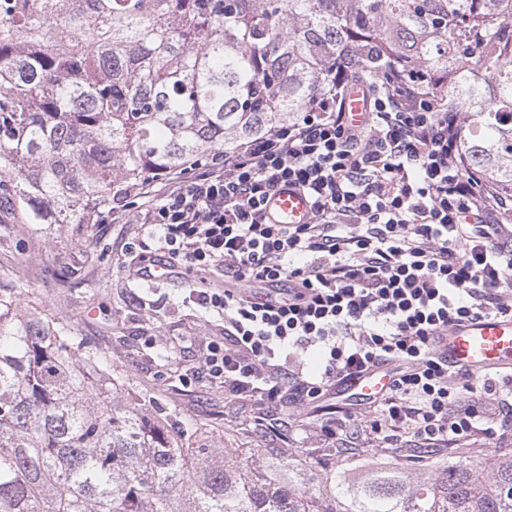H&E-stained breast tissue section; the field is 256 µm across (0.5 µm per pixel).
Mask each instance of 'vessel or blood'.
Masks as SVG:
<instances>
[{
	"mask_svg": "<svg viewBox=\"0 0 512 512\" xmlns=\"http://www.w3.org/2000/svg\"><path fill=\"white\" fill-rule=\"evenodd\" d=\"M345 110L351 124L359 126L368 118V101L362 86H351L345 95ZM275 223L304 224L310 203L297 189L276 194L269 203ZM438 352L449 366L472 374L512 370V316H485L448 329L438 344ZM394 379L392 370L381 368L346 380L348 393L373 396L385 391Z\"/></svg>",
	"mask_w": 512,
	"mask_h": 512,
	"instance_id": "1",
	"label": "vessel or blood"
}]
</instances>
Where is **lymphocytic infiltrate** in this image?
Wrapping results in <instances>:
<instances>
[{
  "instance_id": "obj_1",
  "label": "lymphocytic infiltrate",
  "mask_w": 512,
  "mask_h": 512,
  "mask_svg": "<svg viewBox=\"0 0 512 512\" xmlns=\"http://www.w3.org/2000/svg\"><path fill=\"white\" fill-rule=\"evenodd\" d=\"M360 82L371 112L357 127L344 97ZM463 124L408 72L379 85L338 62L292 123L135 189L171 264L223 267V287L187 296L224 317L201 376L263 432L287 440L308 413L340 458L366 438L418 458L512 432V388L437 352L451 325L512 316V195L467 167ZM285 188L309 196V223L273 222ZM245 282L277 287L275 302L241 295ZM391 364L385 394L337 405L338 381Z\"/></svg>"
}]
</instances>
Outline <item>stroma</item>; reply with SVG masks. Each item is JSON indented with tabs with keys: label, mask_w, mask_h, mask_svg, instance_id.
Here are the masks:
<instances>
[{
	"label": "stroma",
	"mask_w": 512,
	"mask_h": 512,
	"mask_svg": "<svg viewBox=\"0 0 512 512\" xmlns=\"http://www.w3.org/2000/svg\"><path fill=\"white\" fill-rule=\"evenodd\" d=\"M135 200L122 223L103 211L88 224H33L16 199L9 175H0V288H37L46 312L70 323L90 347L147 394L149 412L201 424L228 448H278L305 458L323 448L312 419L298 414L287 440L261 436L247 409L223 388L197 380L203 346L224 333L222 318L204 315L184 300V289L220 288L222 269L179 266L176 275L150 284L133 269L142 238Z\"/></svg>",
	"instance_id": "35a3bbf8"
}]
</instances>
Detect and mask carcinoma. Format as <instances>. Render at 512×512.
Returning <instances> with one entry per match:
<instances>
[{
  "label": "carcinoma",
  "instance_id": "obj_1",
  "mask_svg": "<svg viewBox=\"0 0 512 512\" xmlns=\"http://www.w3.org/2000/svg\"><path fill=\"white\" fill-rule=\"evenodd\" d=\"M466 113L512 194V0H0V172L34 224H87L154 174L294 121L345 49ZM480 51L489 71L471 80ZM110 357L0 289V512H512V452L352 482L199 440L123 401Z\"/></svg>",
  "mask_w": 512,
  "mask_h": 512
}]
</instances>
